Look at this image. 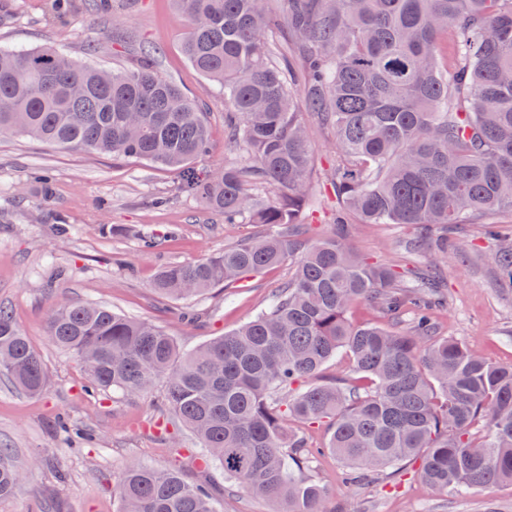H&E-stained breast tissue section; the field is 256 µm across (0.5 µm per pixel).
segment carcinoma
<instances>
[{"instance_id": "1", "label": "carcinoma", "mask_w": 512, "mask_h": 512, "mask_svg": "<svg viewBox=\"0 0 512 512\" xmlns=\"http://www.w3.org/2000/svg\"><path fill=\"white\" fill-rule=\"evenodd\" d=\"M188 22V62L224 90V138L249 158L200 174L209 149L200 103L143 62L108 71L57 47H0V137L134 158L181 173L183 188L224 223L270 231L207 257L164 267L152 288L182 300L234 288L248 273L294 258L293 276L251 321L193 351L161 327L97 304L55 307L46 335L79 357L91 393L145 395L163 387L162 415L186 427L199 459L242 491L323 512L311 451L288 420L330 424L328 450L353 470L395 478L414 458L430 488L512 487V365L435 335L436 285L405 281L349 246L353 224H413L436 233L472 214L512 212V0H175ZM305 75L288 68L274 31ZM334 131L328 179L339 210L331 235L290 239L305 224L313 155L300 114ZM492 262L512 295V246ZM371 301L396 331L354 324ZM346 353L359 387L319 376ZM0 375L25 394L47 372L0 305ZM483 422L490 438L474 442ZM0 448V498L25 481ZM120 512H217L207 488L176 471L128 465ZM350 317L357 323H380L399 330H404L410 320L409 315H403L398 325H392L388 317L375 308L371 302L356 303L351 309Z\"/></svg>"}]
</instances>
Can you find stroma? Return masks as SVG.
<instances>
[{"instance_id":"stroma-1","label":"stroma","mask_w":512,"mask_h":512,"mask_svg":"<svg viewBox=\"0 0 512 512\" xmlns=\"http://www.w3.org/2000/svg\"><path fill=\"white\" fill-rule=\"evenodd\" d=\"M187 28L172 0H109L100 12L80 4L55 13L53 0H0V44L30 49L54 46L76 61L125 67L150 52L157 70L201 103L211 129L210 149L198 168L235 160L224 141V93L185 59ZM310 130L314 188L306 241L330 235L336 196L325 179L336 157L333 134L304 114ZM53 180L43 200L41 176ZM63 213L70 225L54 223ZM485 219L455 225L454 248L441 273L448 304L436 333L465 342L494 361L512 364V296L501 294L490 257L498 240ZM255 224H228L180 186L177 171L133 158L61 149L25 136L0 137V305L8 307L45 365L49 388L38 398L0 376V448L26 474L0 512H118L115 486L132 461L175 470L191 483L212 486L218 512H283L284 502L249 495L226 483L216 468L200 467L198 445L182 427L163 426L160 396L92 394L79 360L54 346L45 332L48 310L76 302L99 303L161 326L183 350L249 321L292 275L293 261L244 279L239 287L173 301L152 282L165 266L194 261L260 234ZM151 246H144L143 236ZM419 227L357 224L349 243L361 256L414 278L431 264V245L414 250ZM67 418L84 437L60 434ZM314 451L311 475L325 489L324 512H512V488L486 484L462 494L429 489L419 461L396 481H344L345 467L324 447L327 424L289 421Z\"/></svg>"}]
</instances>
